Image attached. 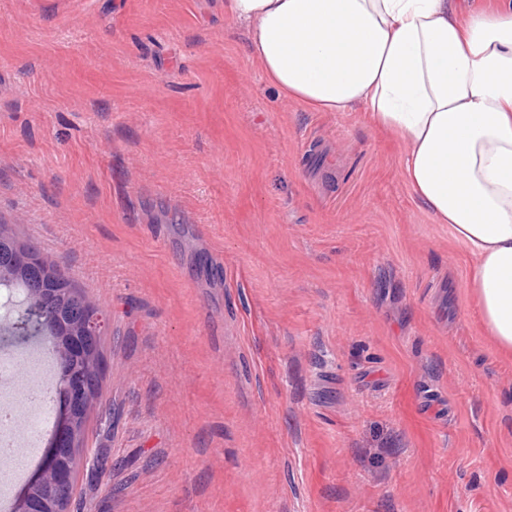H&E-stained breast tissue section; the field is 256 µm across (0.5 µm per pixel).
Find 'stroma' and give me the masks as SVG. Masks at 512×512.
Returning a JSON list of instances; mask_svg holds the SVG:
<instances>
[{"mask_svg":"<svg viewBox=\"0 0 512 512\" xmlns=\"http://www.w3.org/2000/svg\"><path fill=\"white\" fill-rule=\"evenodd\" d=\"M248 42L224 0H0V222L108 317L115 465L68 512H512L466 249L400 138Z\"/></svg>","mask_w":512,"mask_h":512,"instance_id":"obj_1","label":"stroma"}]
</instances>
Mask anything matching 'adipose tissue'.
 <instances>
[{
	"label": "adipose tissue",
	"instance_id": "1",
	"mask_svg": "<svg viewBox=\"0 0 512 512\" xmlns=\"http://www.w3.org/2000/svg\"><path fill=\"white\" fill-rule=\"evenodd\" d=\"M249 52L313 112L364 108L406 144L414 195L469 252L466 288L512 356V0H224Z\"/></svg>",
	"mask_w": 512,
	"mask_h": 512
}]
</instances>
